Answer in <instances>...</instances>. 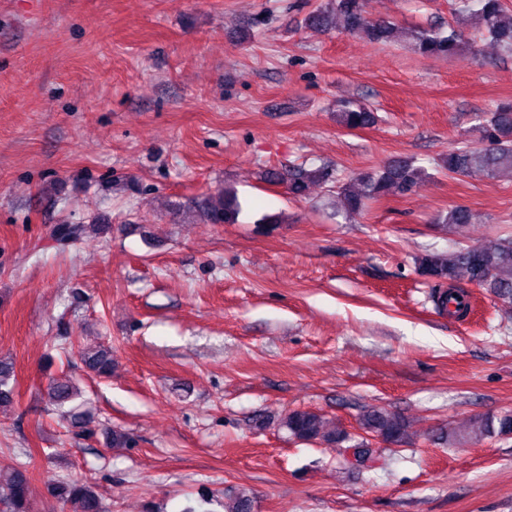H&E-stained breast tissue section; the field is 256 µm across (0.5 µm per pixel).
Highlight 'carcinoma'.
Wrapping results in <instances>:
<instances>
[{"label":"carcinoma","mask_w":512,"mask_h":512,"mask_svg":"<svg viewBox=\"0 0 512 512\" xmlns=\"http://www.w3.org/2000/svg\"><path fill=\"white\" fill-rule=\"evenodd\" d=\"M477 21L479 29L490 43L505 53H512V10L505 0H456L457 27L445 33L439 27L416 28L404 32L405 39L422 56L455 57L464 50L462 26ZM310 26L327 30L334 27L344 33L364 38L371 43H387L397 33L395 25L383 17L366 14L363 0H326L308 18ZM336 117L348 129H364L377 122V116L359 99L336 102ZM476 128L486 145L480 148L466 142L448 149L438 159V166L450 175H467L474 170L491 176L503 172L512 174V104L497 106L494 111L476 116ZM271 182L288 180V189L300 194L310 181H336V194L345 216L363 212L368 203L380 197L407 196L430 179V174L415 160L395 158L380 169L359 173L348 179H333L327 167L288 170L284 176L269 170ZM191 208L205 224H233L240 212L237 196L226 189L210 196L191 200ZM470 210L462 205L451 207L439 218L448 229L460 232L471 223ZM417 272L434 287L448 284V291L439 293L438 306L448 309V316L464 315L470 305L468 288L484 290L493 299L512 305V238H500L479 247L454 250H427L417 259ZM80 356L86 369L99 376L112 374V353L105 346L83 348ZM15 374L13 362L0 357V406L13 401ZM49 397L78 436H89L95 420L76 403L80 388L71 378L57 377L50 381ZM288 433L301 441H321L334 445L347 439L336 421L311 410H293L282 422ZM359 428L366 434L389 445H401L408 437L409 423L401 416L375 407L365 408L358 417ZM512 435V413L475 415L462 427H450L443 435L452 446L473 440ZM345 464L369 468L375 462L374 450L363 442L345 449ZM52 492L73 512H105L101 496L94 483L83 479L58 481ZM0 512H33L30 479L25 468L0 470ZM224 512H253V499L240 492L224 503Z\"/></svg>","instance_id":"carcinoma-1"}]
</instances>
